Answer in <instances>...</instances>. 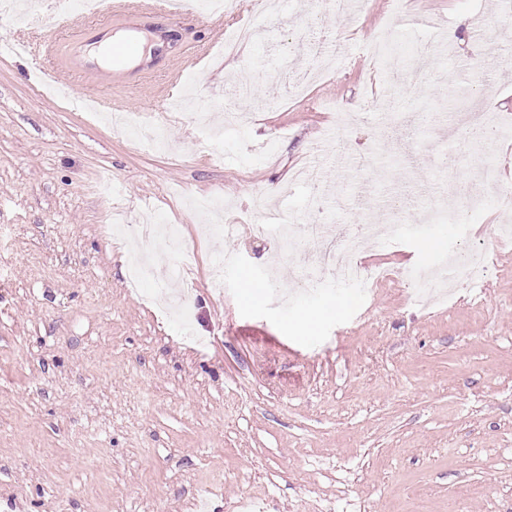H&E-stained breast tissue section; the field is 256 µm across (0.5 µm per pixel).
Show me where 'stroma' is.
<instances>
[{
    "instance_id": "35a3bbf8",
    "label": "stroma",
    "mask_w": 512,
    "mask_h": 512,
    "mask_svg": "<svg viewBox=\"0 0 512 512\" xmlns=\"http://www.w3.org/2000/svg\"><path fill=\"white\" fill-rule=\"evenodd\" d=\"M257 2L225 0L224 24L260 34L228 59L198 12L111 20L109 32H159L165 45L99 89L90 69L67 77L100 24L72 23L80 0H50L43 29L0 17V40L27 48L0 52V503L198 512L203 498L209 512H233L249 495L262 512H410L415 500L422 512H512V244L490 239L492 202L464 223L420 214L446 181L437 154L454 157L461 179L480 164L458 110L464 94L496 99V153L512 183V81L499 74L473 92L461 70L485 40L512 43V16L500 0H410L399 14L391 0H368L340 19L325 0H288L277 16ZM438 25L449 50L436 54L420 99L397 97L367 38L383 34L406 56ZM335 41L341 62L295 99L293 79ZM190 49L184 74L203 76L199 104L249 114L219 143L163 99L167 70ZM70 81L155 117L166 148L138 150L102 113L71 109L61 93ZM336 103L349 126L337 127ZM306 163L322 171L326 224L357 223L364 193L374 224L389 200L407 206L391 234L366 241V264L435 269L478 245L490 250L486 274L428 303L398 277L364 288L326 274L314 291L299 288L313 260L266 229L308 223L310 189L292 179ZM148 212L180 225L183 254L152 239L133 248L102 229L111 214L134 224ZM213 224L238 231L214 234ZM224 253L233 262L219 295L213 260ZM135 256L190 269L177 307L155 279L132 283ZM246 277L259 287L249 299ZM307 315L317 319L309 331Z\"/></svg>"
}]
</instances>
